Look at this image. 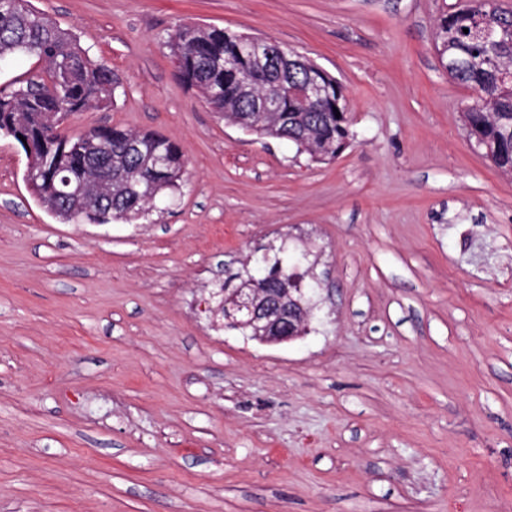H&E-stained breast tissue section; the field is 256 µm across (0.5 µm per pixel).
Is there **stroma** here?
Wrapping results in <instances>:
<instances>
[{
    "mask_svg": "<svg viewBox=\"0 0 512 512\" xmlns=\"http://www.w3.org/2000/svg\"><path fill=\"white\" fill-rule=\"evenodd\" d=\"M456 0H33L123 80L70 116L178 144L174 199L65 224L0 135V512H512V177L434 50ZM269 37L344 86L318 164L225 123L168 36ZM298 266L294 341L199 303L259 243Z\"/></svg>",
    "mask_w": 512,
    "mask_h": 512,
    "instance_id": "obj_1",
    "label": "stroma"
}]
</instances>
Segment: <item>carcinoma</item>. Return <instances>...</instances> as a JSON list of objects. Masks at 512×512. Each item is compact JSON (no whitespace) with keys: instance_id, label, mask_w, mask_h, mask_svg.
Wrapping results in <instances>:
<instances>
[{"instance_id":"cac0c4a2","label":"carcinoma","mask_w":512,"mask_h":512,"mask_svg":"<svg viewBox=\"0 0 512 512\" xmlns=\"http://www.w3.org/2000/svg\"><path fill=\"white\" fill-rule=\"evenodd\" d=\"M434 48L448 76L477 95L462 113L469 136L511 177L512 13L498 0H464L436 20ZM171 49L179 78L220 119L260 137L288 140L315 162L331 161L349 146L345 96L331 74L304 64L280 72L247 56L238 72H226L224 58L238 55V37L207 25L177 28ZM5 55L42 63L0 86V133L25 138L27 184L56 218L134 223L181 185L183 152L159 133L114 126L91 127L82 136L66 132L70 115L110 107L122 82L31 0H0V63ZM310 82L325 88L322 103L303 105L289 96L288 89ZM272 87L280 89L288 111L256 110V99Z\"/></svg>"}]
</instances>
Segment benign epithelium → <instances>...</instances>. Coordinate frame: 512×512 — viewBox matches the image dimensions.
<instances>
[{
	"label": "benign epithelium",
	"instance_id": "1",
	"mask_svg": "<svg viewBox=\"0 0 512 512\" xmlns=\"http://www.w3.org/2000/svg\"><path fill=\"white\" fill-rule=\"evenodd\" d=\"M240 39L256 48L263 49L268 63L286 69L301 63L303 56L268 39L249 34ZM312 63V60L305 61ZM273 247L254 250L253 267L246 269L247 277L236 288H221L210 292L211 299L221 298L220 303L210 308L213 313H222L224 321L235 329H248L251 336L266 344L290 342L305 331L311 316V307L304 302L302 288L268 287L274 277L268 268L269 252Z\"/></svg>",
	"mask_w": 512,
	"mask_h": 512
}]
</instances>
